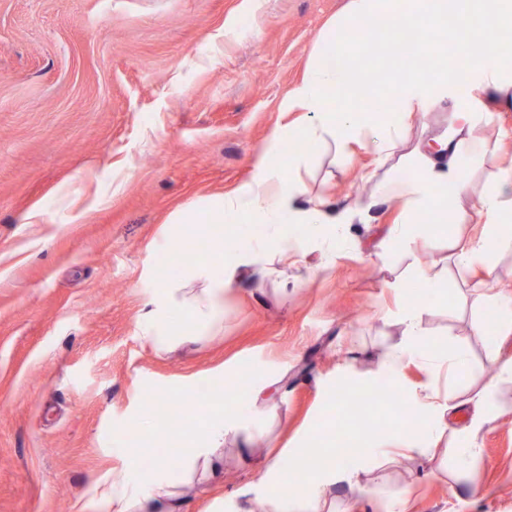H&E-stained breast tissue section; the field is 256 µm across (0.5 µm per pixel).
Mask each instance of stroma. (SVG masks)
<instances>
[{
    "instance_id": "35a3bbf8",
    "label": "stroma",
    "mask_w": 512,
    "mask_h": 512,
    "mask_svg": "<svg viewBox=\"0 0 512 512\" xmlns=\"http://www.w3.org/2000/svg\"><path fill=\"white\" fill-rule=\"evenodd\" d=\"M348 0H0V512H83L97 486L133 457L161 451L172 427L187 429L223 411L220 370L236 393L271 382L275 413L256 406L250 451L228 437L218 480L178 488L182 512H264L269 487L257 480L268 454L302 448L323 418L337 381L350 394L347 365L370 374L373 356L402 339L394 311L409 297L400 283L431 264L442 294L422 304L436 349L463 348L465 379L403 366L399 390L434 383L461 401L453 424L470 419V399L491 379L493 354L482 325L478 274L451 259L482 226L474 213L492 156L512 159V110L475 84L414 114L385 165L377 151L344 156L324 144L290 171L307 194L331 186L343 207L355 192L385 185L369 219L348 224L335 253L276 261L265 287L240 282L224 296V332L157 351L140 313L158 289L155 240L172 216L245 185L270 132L294 113L282 105L300 81L325 26ZM478 110L482 157L464 173L468 198L454 224L417 225L405 249L387 245L417 144L447 131L463 106ZM42 223H26L32 210ZM328 261L325 273L309 267ZM187 402L182 417L147 413L149 394ZM495 415L475 440L481 453L459 476L445 432L434 456H400L365 472V495L336 486L341 512H381L414 491L412 512H512V381L500 383ZM156 430L119 451L117 431L143 417ZM350 442L325 429L330 457L360 453L398 425L397 411L371 405L367 418L341 408Z\"/></svg>"
}]
</instances>
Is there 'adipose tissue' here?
<instances>
[{
    "mask_svg": "<svg viewBox=\"0 0 512 512\" xmlns=\"http://www.w3.org/2000/svg\"><path fill=\"white\" fill-rule=\"evenodd\" d=\"M462 1L467 4L463 10L472 27L512 30V0H410L406 17L411 21L424 16L445 18L457 14ZM390 9L391 0H350L345 15L316 40L303 78L288 92L284 109L300 113V120L272 131L255 173L243 189L217 196L193 211V218L200 221L197 234L207 239L209 254L198 259L192 269L170 276L145 302L143 333L155 349H170L190 337L223 331L224 294L234 284L247 277L265 283L272 275L275 259L284 256L334 251L343 224L366 216L376 205V195L357 193L348 198L343 212H336L325 196H305L299 184L285 178L282 170L301 167L307 150L329 140L341 146L375 141L380 153L388 154L407 119L447 95L462 42L449 40L444 33L433 39L434 65L430 68L408 61L399 38L386 37L380 52L388 70L380 75L378 93L391 106L382 111L363 107L367 86L360 67L337 68L336 61L346 56L359 22H387ZM471 73L481 94L501 109L512 108V45L495 46L478 57ZM329 96L339 98V106L325 107L323 100ZM458 121L454 138L415 150L403 206L402 221L406 225L428 223L434 215L447 216L467 195L464 171L474 156L473 146L483 145L484 138L474 113H461ZM299 134L306 141V151L281 157V145ZM507 212L512 213L511 165L496 167L492 172L476 204V214L486 229L480 238L456 249L452 259L457 266L494 278L495 256L512 249V225L499 221ZM235 219L246 224L244 233L233 240L218 235V228ZM421 315L416 301L399 308L397 317L404 327V339L378 354L380 376L398 379L407 361L433 372L443 369L451 375L467 369L464 350L451 349L440 355L431 348ZM411 398L420 409L422 421L415 428L396 427L375 437V455L387 457L396 448L417 453L421 448L434 447L444 433L447 422L443 412L448 404L440 393L429 385L412 393ZM265 399L266 388L260 385L226 406L220 419L195 433L192 447L183 452L188 463L211 468L227 434L244 428L254 407ZM366 462L363 455L346 463L331 462L295 490L273 494L268 512H336L334 487L343 484L351 493H361L360 476ZM183 481L180 473L161 475L156 469L135 466L114 478L93 505L99 512H173V497Z\"/></svg>",
    "mask_w": 512,
    "mask_h": 512,
    "instance_id": "1",
    "label": "adipose tissue"
}]
</instances>
